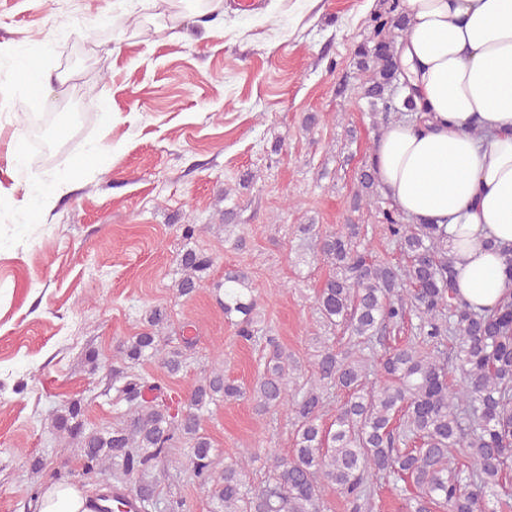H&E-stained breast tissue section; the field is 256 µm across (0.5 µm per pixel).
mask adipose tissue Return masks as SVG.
<instances>
[{"label":"adipose tissue","instance_id":"obj_1","mask_svg":"<svg viewBox=\"0 0 512 512\" xmlns=\"http://www.w3.org/2000/svg\"><path fill=\"white\" fill-rule=\"evenodd\" d=\"M400 62L425 105L420 123L393 122L371 162L399 211L439 224L474 308L512 295V0H405ZM80 487L49 483L39 512H86Z\"/></svg>","mask_w":512,"mask_h":512}]
</instances>
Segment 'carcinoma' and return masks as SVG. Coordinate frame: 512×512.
<instances>
[{"label":"carcinoma","instance_id":"1","mask_svg":"<svg viewBox=\"0 0 512 512\" xmlns=\"http://www.w3.org/2000/svg\"><path fill=\"white\" fill-rule=\"evenodd\" d=\"M404 0H380L368 32L357 47L367 73L361 97L376 127L415 122L418 106L409 81H401L398 46L408 33ZM375 208L385 236L407 259L405 265L369 258L366 224H344L322 235L302 227L305 239L331 272L316 294L320 325L341 329L347 348L319 337L314 370L295 375L297 360L264 325L254 289L240 270L208 283L214 259L192 247L179 255L177 295L191 297L211 285L224 319L243 340L262 345L264 366L246 387L224 375V366L200 372L187 404L173 413L167 398L145 397L160 389L143 365L158 362L173 376L187 367L196 337L184 329L164 336V307L144 318V329L122 341L124 366L100 381L94 398H104L115 422L97 426L72 399L49 417V433L80 448L78 476L88 484L128 482L143 512L157 509V471H173L207 492L211 512H324L323 492L332 487L362 512L371 497V478L380 476L411 488L406 512H496L491 502L511 498L506 470L512 466V297L476 311L458 294L456 264L448 235L437 224L382 206L372 163L361 168L353 209ZM415 316L416 341L384 349L379 362L363 351L378 337L404 330ZM461 383H448L449 365ZM375 377L369 384V376ZM344 403L326 426L330 393ZM248 398L260 412L282 410L296 426L285 457H269L264 479L245 480L254 456L220 464L203 422L213 407Z\"/></svg>","mask_w":512,"mask_h":512}]
</instances>
